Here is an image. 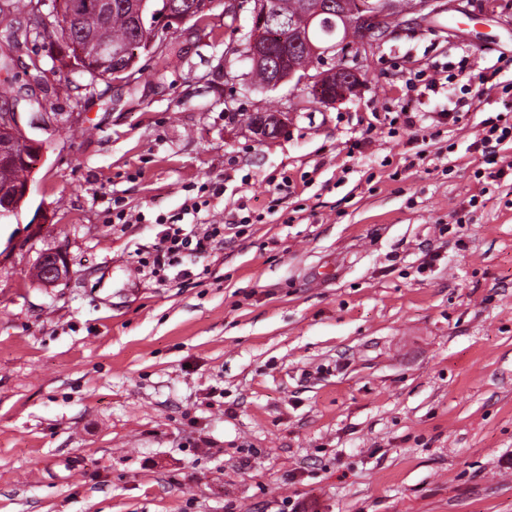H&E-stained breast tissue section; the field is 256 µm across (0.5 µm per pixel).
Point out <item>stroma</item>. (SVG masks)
<instances>
[{
	"instance_id": "stroma-1",
	"label": "stroma",
	"mask_w": 512,
	"mask_h": 512,
	"mask_svg": "<svg viewBox=\"0 0 512 512\" xmlns=\"http://www.w3.org/2000/svg\"><path fill=\"white\" fill-rule=\"evenodd\" d=\"M454 5L267 140L241 113L303 89L225 68L219 6L178 68L98 84L0 223V512H512V185L470 149L512 113V0ZM176 217L245 226L185 283L144 275ZM46 251L70 268L51 287ZM62 260L65 262L64 265ZM36 271L42 284L55 285L68 276L69 265L66 257L60 252L42 253L36 262Z\"/></svg>"
}]
</instances>
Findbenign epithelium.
Segmentation results:
<instances>
[{"label":"benign epithelium","instance_id":"1","mask_svg":"<svg viewBox=\"0 0 512 512\" xmlns=\"http://www.w3.org/2000/svg\"><path fill=\"white\" fill-rule=\"evenodd\" d=\"M56 12L66 17L67 22H78L82 17L83 8H94L101 17H106L102 10L101 0L92 3L85 0V6L79 3L69 4L68 10L62 9V2H55ZM217 5L216 0H195L191 9L184 14L172 11L167 5L160 19L152 26V32L145 43V51L159 54L166 50L174 32L173 23L185 25L183 17L192 13L205 15ZM372 11H366V8ZM363 5V0H315L308 12V19L314 20L328 15L345 17L349 32H357L356 47L365 51L377 43H381L395 32V0H376L370 6ZM248 11L252 17V26L248 32V42L253 48L254 57L259 59L270 54L277 68L276 77L270 87L277 88L286 81H295L310 87L307 96L292 98L288 104L278 110L269 112V118L261 124L265 130L263 138L271 137V132H280L284 125V116L290 112L306 110L314 105L334 104L354 93L360 84V55L348 56L341 46L330 44L322 48V59L336 60L335 72L346 76V83L334 90H326L327 74H309V69H302L293 63V42L281 34L284 24L279 16L273 13L269 0H225L226 14L238 17L241 12ZM452 10L447 0H408L406 11L431 17L444 11ZM75 56L70 58V65L63 69L69 75L79 73L98 74L108 66V62L100 54L90 51L89 46L75 43ZM32 60L39 71V80L29 88H39L56 76V67L46 68L41 58L34 55ZM85 121V112L76 109L72 112H28L22 114L13 107L0 108V166H6L14 160L22 159L30 172H35L51 145V140H43L37 132L43 131L53 136H60L68 129ZM31 182L17 185L8 194L0 192L3 206L0 207V222L7 221L19 214L22 205L29 196ZM65 256L57 251L43 253L36 262L39 281L44 285H55L69 274V265L62 263Z\"/></svg>","mask_w":512,"mask_h":512}]
</instances>
